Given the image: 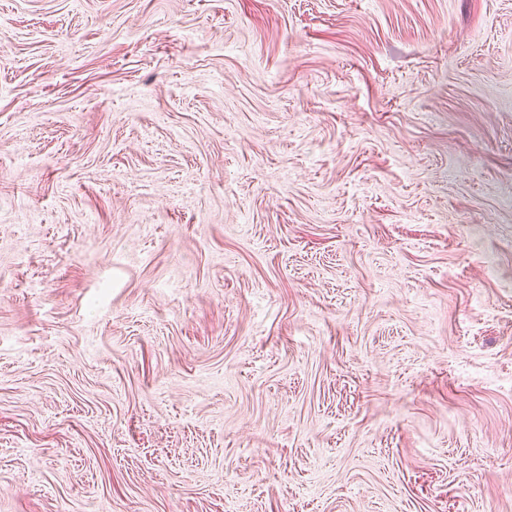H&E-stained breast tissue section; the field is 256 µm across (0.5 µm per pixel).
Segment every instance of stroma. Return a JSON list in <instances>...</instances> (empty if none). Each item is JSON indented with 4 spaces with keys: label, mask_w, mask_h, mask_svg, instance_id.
Instances as JSON below:
<instances>
[{
    "label": "stroma",
    "mask_w": 512,
    "mask_h": 512,
    "mask_svg": "<svg viewBox=\"0 0 512 512\" xmlns=\"http://www.w3.org/2000/svg\"><path fill=\"white\" fill-rule=\"evenodd\" d=\"M0 512H512V0H0Z\"/></svg>",
    "instance_id": "1"
}]
</instances>
